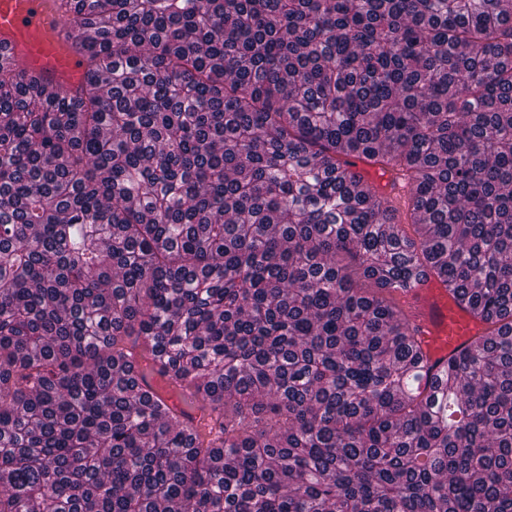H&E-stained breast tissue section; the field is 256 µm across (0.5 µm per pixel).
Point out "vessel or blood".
<instances>
[{"mask_svg":"<svg viewBox=\"0 0 512 512\" xmlns=\"http://www.w3.org/2000/svg\"><path fill=\"white\" fill-rule=\"evenodd\" d=\"M0 53L25 74L40 77L52 89L76 94L83 85L89 58L72 45L59 0H0ZM363 187L377 191L396 212H403L411 192L407 176L380 172L365 160H351ZM395 297L411 328L415 329L430 377H437L451 358L470 345L484 325L474 311L433 277L409 281ZM147 383L168 405L183 409L182 392L169 376L154 370L145 354H137Z\"/></svg>","mask_w":512,"mask_h":512,"instance_id":"1","label":"vessel or blood"}]
</instances>
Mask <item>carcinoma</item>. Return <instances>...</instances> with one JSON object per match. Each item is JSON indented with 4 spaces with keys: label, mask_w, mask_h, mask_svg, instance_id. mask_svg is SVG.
<instances>
[{
    "label": "carcinoma",
    "mask_w": 512,
    "mask_h": 512,
    "mask_svg": "<svg viewBox=\"0 0 512 512\" xmlns=\"http://www.w3.org/2000/svg\"><path fill=\"white\" fill-rule=\"evenodd\" d=\"M65 8L78 96L0 64V512H512L503 0ZM422 275L485 323L433 383ZM350 161L352 163L350 168L358 174L361 186L381 193L399 217L405 210L411 192V184L407 176L393 171H384L381 174L376 167L358 157H352ZM136 360L143 373H145L149 367H154V371L151 374H147L145 380L158 396L178 412L182 409L187 410L182 402L181 390L171 382L168 375L161 373L159 367L156 366L152 360L147 359L146 355L142 354L139 349L136 350ZM187 411L189 416L184 417V419L187 421L190 420L191 425L207 430L208 426L212 424L209 409Z\"/></svg>",
    "instance_id": "1"
}]
</instances>
